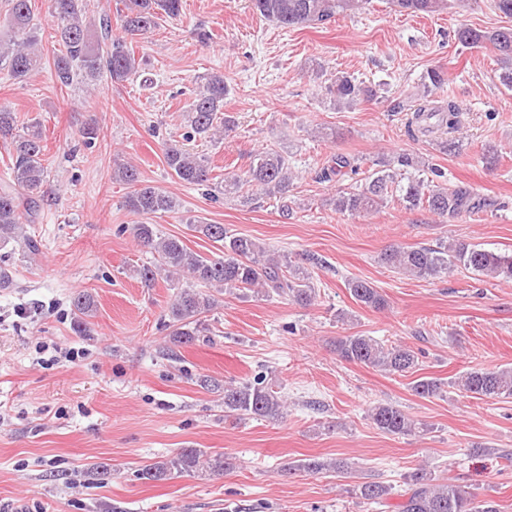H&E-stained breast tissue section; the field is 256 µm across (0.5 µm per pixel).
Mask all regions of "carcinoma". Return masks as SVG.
<instances>
[{"label":"carcinoma","instance_id":"cac0c4a2","mask_svg":"<svg viewBox=\"0 0 512 512\" xmlns=\"http://www.w3.org/2000/svg\"><path fill=\"white\" fill-rule=\"evenodd\" d=\"M251 8L262 18L283 29L324 25L339 16L355 14L367 8L369 0H249ZM394 9L407 14H432L448 6L447 0H389ZM9 34L0 37V71L5 70L14 79L23 80L39 68L42 55L34 50L37 45L36 26L33 23L32 0H6ZM125 11L120 14L122 34H112V18L104 13L98 21H85L86 0H49L48 15L54 26L59 45L54 58V77L62 86L80 81L93 86L103 76L120 83L136 75L140 60L135 56L132 41L154 31L164 18L175 19L182 11V0H124ZM459 43L469 49L489 44L495 50L501 72L502 86L512 90V28L493 31L468 26L457 32ZM447 81L439 68L427 70L421 77L422 95L418 103L408 108V130L423 135L448 129L457 131L461 125V109L455 102L436 99ZM229 88L224 75L211 73L194 91V100L185 114L183 142L168 143L164 161L171 175L187 185H204L215 180L207 158L186 147V144L204 139L214 142L234 125L232 117L224 113V98ZM333 108L351 107L374 96L373 89L355 77L338 72L327 87ZM45 133L36 119L21 126L16 113L0 108V142L9 149L11 164L9 177L0 187V247L16 243L24 253L36 256L40 242L26 234L24 221L32 217L39 202L43 183L48 173ZM357 169L347 156H336L323 168L321 178L327 181L342 174L345 169ZM115 180L128 185L123 206L144 218L132 226L137 243L156 254V263L142 265L137 275L144 285L151 286L160 275L177 288L169 304L166 326L169 341L175 347L194 344L199 340L204 318L218 304L210 293L252 291L270 292L285 296L298 305L309 306L317 298L310 268L321 264L311 253L295 257L269 254L267 248L249 236L228 233L222 224H204L189 221V229L221 247L222 255L210 258L190 249L177 236L159 234L149 219L175 213L179 201L169 193L143 183L137 167L117 164ZM445 172L403 152L390 159H380L357 188L340 189L329 199L330 205L342 214L364 216L377 211L388 198L398 195V201L407 210L425 208L448 221L478 213L495 206V202L480 195L467 184L453 187L441 185ZM293 176L288 157L270 149L251 157L243 175L224 178V184L215 186L223 195L238 194L248 187L258 194L280 201L283 218L292 215L288 206V192L293 187ZM387 266L416 279H439L457 268L471 270L479 275L512 282V253L494 252L474 244L456 241L450 245L392 247L381 256ZM187 277L188 286L179 287L181 277ZM347 289L353 300L362 307L383 310L387 299L370 282L352 279ZM74 326L83 333L89 331L88 318L95 302L91 295L79 293L72 300ZM336 355L343 361L379 368L389 374L408 377L419 371V352L402 345L389 347L372 336L356 333L336 340ZM451 385L478 399H512V367H473ZM200 386L210 391L224 392V413L240 420L260 419L277 421L283 417L285 400L278 392L264 385V381L220 384L215 379L203 378ZM446 382L441 378L420 376L411 382V390L422 398L442 396ZM373 424L381 431L399 436L418 433L417 423L402 410L380 403L369 412ZM230 469L224 456H208L199 448H184L176 456L156 461L139 470V478L162 481L178 473H206L222 475ZM309 474L324 471H347L350 464L344 460L325 461L305 459L291 466ZM392 493V486L380 481H364L352 489L358 500L380 504ZM403 501L399 512H501L500 505L491 497H482L475 488L451 480L442 483L423 467L407 476Z\"/></svg>","mask_w":512,"mask_h":512}]
</instances>
